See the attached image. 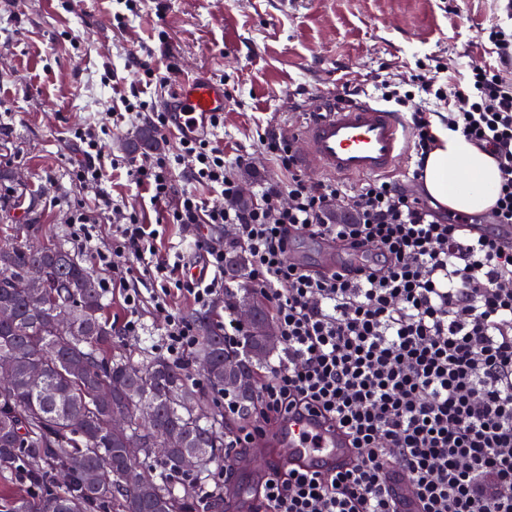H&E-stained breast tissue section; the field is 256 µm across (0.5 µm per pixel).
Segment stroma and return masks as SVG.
<instances>
[{
    "label": "stroma",
    "mask_w": 512,
    "mask_h": 512,
    "mask_svg": "<svg viewBox=\"0 0 512 512\" xmlns=\"http://www.w3.org/2000/svg\"><path fill=\"white\" fill-rule=\"evenodd\" d=\"M124 21H116V13ZM512 25L502 0H141L124 12L118 0H0V240L18 244L70 239L76 211L92 212L94 235L109 247L121 213L100 208L106 194L164 225L161 252L197 250L194 230L166 221L148 206L127 169L107 172L103 184L73 183L70 161L80 159L75 131L91 130L105 157L127 155L125 142L146 117L113 128L120 96L141 88L162 101L184 80L205 73L223 82L224 126L215 138L228 158L243 156L239 181L248 194L281 173L263 153V129L287 133L302 123L303 105L319 88L338 84L356 98L377 101L381 83L418 94V75L448 86L472 64L512 80L485 33ZM167 40H159V33ZM151 52L164 84L140 86L137 57ZM116 332L114 349L133 359L159 353L171 313L194 320L187 299L164 309L145 302L139 335L123 332L120 296L105 295ZM261 444L237 456L232 492L253 496L273 465Z\"/></svg>",
    "instance_id": "stroma-1"
}]
</instances>
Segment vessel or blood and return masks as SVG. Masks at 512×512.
I'll use <instances>...</instances> for the list:
<instances>
[{
  "label": "vessel or blood",
  "mask_w": 512,
  "mask_h": 512,
  "mask_svg": "<svg viewBox=\"0 0 512 512\" xmlns=\"http://www.w3.org/2000/svg\"><path fill=\"white\" fill-rule=\"evenodd\" d=\"M224 106L223 83L201 76L182 82L163 101L172 129L185 139L208 134L213 114ZM295 140L301 145L296 152L300 168L316 175L389 177L407 156L412 133L398 113L367 101H343L332 89L314 96ZM269 443L287 449L289 465L325 474L343 468L352 454L342 430L309 416L289 417Z\"/></svg>",
  "instance_id": "vessel-or-blood-1"
}]
</instances>
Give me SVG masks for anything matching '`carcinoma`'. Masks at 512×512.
Masks as SVG:
<instances>
[{"label": "carcinoma", "mask_w": 512, "mask_h": 512, "mask_svg": "<svg viewBox=\"0 0 512 512\" xmlns=\"http://www.w3.org/2000/svg\"><path fill=\"white\" fill-rule=\"evenodd\" d=\"M127 147H158L151 126L138 127ZM42 267L47 288L39 294L23 287L27 271ZM247 267L245 252L225 263L232 278ZM235 304L246 300L268 320L260 293L229 292ZM75 311L70 328H55L56 307ZM14 313L0 321V357L11 356L14 369L0 379V475L23 472L39 490L38 502L16 498L10 512H223L224 496L205 495L203 486L181 468L190 451L205 454L210 463L224 462V362H242L240 348L224 340L221 329L196 318L199 342L184 359L147 355L142 360L112 351V323L103 316L104 291L75 253L62 242L49 246L0 241V309ZM209 360L202 381L192 382L188 368ZM146 384L150 392L139 393ZM111 395L101 400L97 394ZM198 401L209 413L194 416ZM154 408L152 423L138 422L142 405ZM129 420L128 431L112 435V415ZM172 432L184 436V447L156 457L152 449ZM136 446L132 455L128 449ZM112 459V482L93 479L99 458ZM149 490L141 488L144 476Z\"/></svg>", "instance_id": "1"}]
</instances>
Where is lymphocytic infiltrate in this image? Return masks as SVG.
I'll list each match as a JSON object with an SVG mask.
<instances>
[{
  "label": "lymphocytic infiltrate",
  "mask_w": 512,
  "mask_h": 512,
  "mask_svg": "<svg viewBox=\"0 0 512 512\" xmlns=\"http://www.w3.org/2000/svg\"><path fill=\"white\" fill-rule=\"evenodd\" d=\"M420 88L444 104L449 130L497 160L501 187L491 214L512 225V85L482 65L467 84ZM78 183H99L106 167L96 138L78 136ZM264 151L287 178L260 187L250 208L230 206L238 161L211 138L180 140L188 178L220 191L227 206L177 190L170 155L130 161L136 186L165 207L167 221L217 230L233 225L248 257L246 279L269 303L283 354L262 374L254 425L228 436L235 453L251 448L289 413L305 411L345 431L354 459L330 474L274 471L258 489L262 512H399L385 483L399 468L417 512H512V242L478 233L462 216H444L385 177L351 185L308 183L288 141L262 133ZM321 236L348 252L370 250L366 267L323 272L290 261L299 237ZM162 233L137 211L125 213L108 250L97 253L123 296L124 332L137 335L145 301L172 294L201 310L231 290L223 246L208 245L207 278L186 275L156 247ZM154 288L143 295L137 271ZM243 408L224 397V415Z\"/></svg>",
  "instance_id": "1"
}]
</instances>
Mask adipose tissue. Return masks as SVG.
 Instances as JSON below:
<instances>
[{
    "label": "adipose tissue",
    "instance_id": "adipose-tissue-1",
    "mask_svg": "<svg viewBox=\"0 0 512 512\" xmlns=\"http://www.w3.org/2000/svg\"><path fill=\"white\" fill-rule=\"evenodd\" d=\"M436 145L427 155L421 186L441 207L459 213L492 208L500 185L498 162L461 133L434 123Z\"/></svg>",
    "mask_w": 512,
    "mask_h": 512
}]
</instances>
